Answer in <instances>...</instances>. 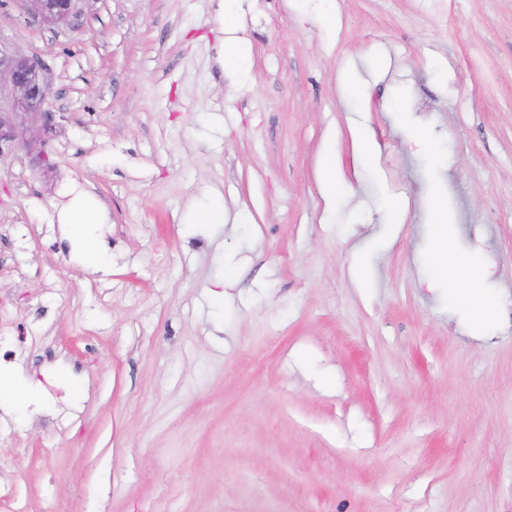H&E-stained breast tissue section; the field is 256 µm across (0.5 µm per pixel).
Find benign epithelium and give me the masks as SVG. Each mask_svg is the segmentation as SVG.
I'll return each instance as SVG.
<instances>
[{
  "label": "benign epithelium",
  "instance_id": "7a95c632",
  "mask_svg": "<svg viewBox=\"0 0 512 512\" xmlns=\"http://www.w3.org/2000/svg\"><path fill=\"white\" fill-rule=\"evenodd\" d=\"M31 15L48 24L66 22L76 0H25ZM11 93V105L0 107V155L4 150L30 147L52 118L47 112L50 87L36 59L0 48V88Z\"/></svg>",
  "mask_w": 512,
  "mask_h": 512
}]
</instances>
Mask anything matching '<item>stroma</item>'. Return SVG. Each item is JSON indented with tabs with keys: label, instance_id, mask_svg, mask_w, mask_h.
Returning a JSON list of instances; mask_svg holds the SVG:
<instances>
[{
	"label": "stroma",
	"instance_id": "1",
	"mask_svg": "<svg viewBox=\"0 0 512 512\" xmlns=\"http://www.w3.org/2000/svg\"><path fill=\"white\" fill-rule=\"evenodd\" d=\"M236 36L242 77L220 0H0L55 166L0 155V512H512V0H241ZM77 0H24L31 15L48 24L66 22L75 9ZM220 23L223 31L230 34L224 42V55L231 64H237L240 60L239 48L237 45V38L233 37V33L237 30L236 12H223ZM335 153L331 149L325 151V159L320 169V181L324 193L332 200L336 193L337 178V165L334 156ZM106 216L102 209L88 203L82 197L73 199L60 214V224H67V238L84 254L93 258L97 253L105 254V243L96 235V226L104 224ZM458 299L466 305L472 306L476 316L486 319L496 316V307L476 292L477 288L473 282L469 288H458Z\"/></svg>",
	"mask_w": 512,
	"mask_h": 512
}]
</instances>
